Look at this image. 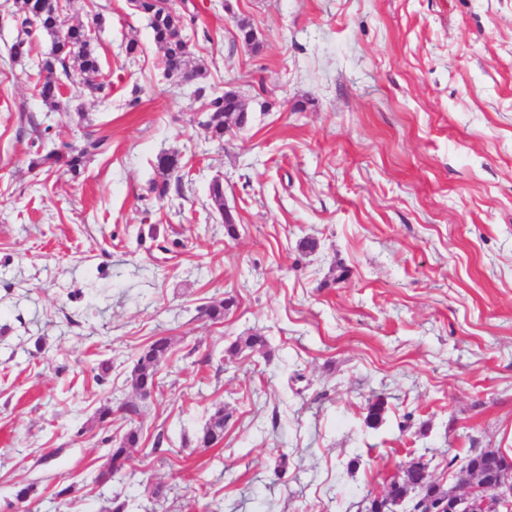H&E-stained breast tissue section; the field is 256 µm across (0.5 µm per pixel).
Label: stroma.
Here are the masks:
<instances>
[{
	"instance_id": "35a3bbf8",
	"label": "stroma",
	"mask_w": 512,
	"mask_h": 512,
	"mask_svg": "<svg viewBox=\"0 0 512 512\" xmlns=\"http://www.w3.org/2000/svg\"><path fill=\"white\" fill-rule=\"evenodd\" d=\"M188 4L204 84L254 117L220 145L127 0H66L111 87L81 114L33 93L48 35L10 63L0 0V512H101L116 495L128 512H357L415 455L444 486L471 447L512 456V0H172ZM35 123L49 147H109L49 176L30 167ZM164 153L189 174L160 207L146 187ZM228 294L223 322L201 315ZM255 332L265 349L229 354ZM154 336L174 355L139 401L134 353ZM219 408L223 442L193 447ZM133 424L135 479L98 485L106 440ZM210 199L214 208L220 213L224 223V232L227 236L233 238L236 236V219L234 214L225 206L224 203V185L221 182H214L210 186Z\"/></svg>"
}]
</instances>
